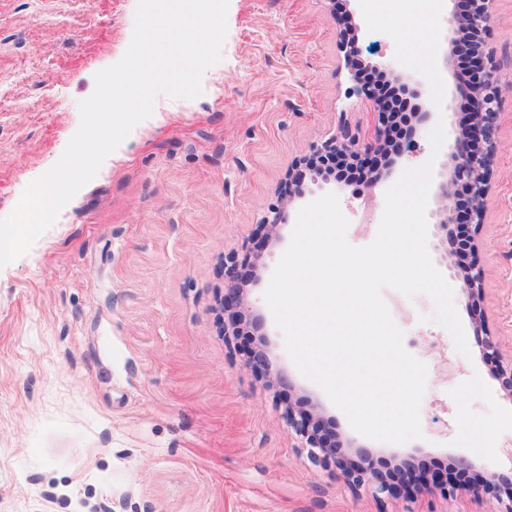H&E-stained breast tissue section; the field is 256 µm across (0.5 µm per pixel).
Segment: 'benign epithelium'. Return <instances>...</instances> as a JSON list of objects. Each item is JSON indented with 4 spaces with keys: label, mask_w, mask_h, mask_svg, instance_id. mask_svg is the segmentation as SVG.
Returning <instances> with one entry per match:
<instances>
[{
    "label": "benign epithelium",
    "mask_w": 512,
    "mask_h": 512,
    "mask_svg": "<svg viewBox=\"0 0 512 512\" xmlns=\"http://www.w3.org/2000/svg\"><path fill=\"white\" fill-rule=\"evenodd\" d=\"M452 9L449 23L451 38L446 64L454 65L456 43L466 37L478 46L470 56L467 67L457 74L458 89L465 102L467 118L459 126L452 146L453 166L436 192L439 202V224L448 229L452 224H469L478 229L484 224L486 202L491 189V173L497 152V119L504 95L512 92V75L505 81L499 65L487 49L486 37L493 29L494 14L492 0H451ZM338 32L337 50L340 69L347 71L352 95L373 104L378 112V121L384 122L387 113L380 111L378 91L371 84L361 82L358 70L364 65L359 27L348 12L336 17ZM382 71L386 80L401 87L405 93L420 100L424 94L421 80L408 76L399 63L389 60L375 65ZM383 143V128L376 129L372 141L362 142L342 129L329 138L310 146V156L324 153L343 152L369 167L372 159ZM288 222V213L282 208H274L257 225L255 236L267 244L278 238L280 226ZM462 293L475 324L477 344L483 357L494 365L496 380L500 390L512 399V357L507 359L501 352L495 337L485 329L483 302L485 288L482 272L471 263L462 268ZM239 262L231 256L224 264V280L228 288L219 297V306L224 312V336L237 339L245 337L248 343L246 365L258 378L265 380L266 386L276 391L292 388L290 380L273 368L266 338H252V333L260 325L247 319L244 291L239 286ZM283 418L288 427L300 437L303 447L309 449L314 462L339 470L349 485L358 488L364 485L373 487L374 492L388 500L409 498L420 488H440L451 495L456 483L450 473L429 471L412 462H404L383 471L373 459L364 457L353 459L346 454L336 440L333 427L319 413L308 408L302 401H288L283 410ZM459 476L472 474L464 489L473 493L478 502L495 500L499 503L508 499L503 512H512V477L500 473L481 474L465 458L455 460Z\"/></svg>",
    "instance_id": "obj_1"
}]
</instances>
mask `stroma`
Segmentation results:
<instances>
[{
    "mask_svg": "<svg viewBox=\"0 0 512 512\" xmlns=\"http://www.w3.org/2000/svg\"><path fill=\"white\" fill-rule=\"evenodd\" d=\"M137 0H0V217L64 152L95 74L118 62ZM488 47L512 72V0H494ZM222 59L194 99L158 95L97 175L59 211L31 249L0 268V512H499L469 493L421 489L379 502L332 467L314 463L282 411L315 407L352 455L432 470L463 456L479 471L512 472V433L498 455L467 448L471 426L496 431L512 417L476 342L458 259L428 226L432 261L454 291L468 354L430 322L434 303L386 288L403 345L427 366L422 438L383 443L357 434L323 390L300 374L264 301L292 224L252 244L275 205L297 216L334 192L356 247L376 237L390 180L360 190L308 184L285 203L289 171L346 121L360 140L378 126L371 103L347 94L332 0H229ZM444 83L445 140L413 135L402 168L433 165L441 183L463 117L456 80ZM486 220L476 258L485 317L512 353V97L498 119ZM247 258L251 317L260 319L291 393L266 389L239 341L224 338L218 305L224 260Z\"/></svg>",
    "mask_w": 512,
    "mask_h": 512,
    "instance_id": "stroma-1",
    "label": "stroma"
}]
</instances>
